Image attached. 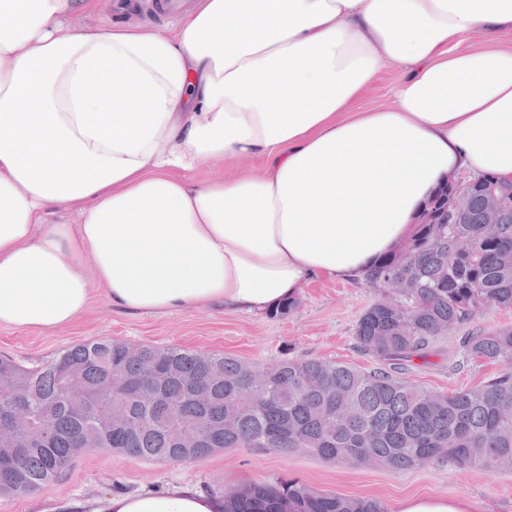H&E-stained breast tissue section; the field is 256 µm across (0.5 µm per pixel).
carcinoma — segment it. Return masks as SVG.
Instances as JSON below:
<instances>
[{"label": "carcinoma", "instance_id": "carcinoma-1", "mask_svg": "<svg viewBox=\"0 0 512 512\" xmlns=\"http://www.w3.org/2000/svg\"><path fill=\"white\" fill-rule=\"evenodd\" d=\"M482 183L464 188L448 224H417L365 280L384 294L359 317L355 341L381 366L362 371L282 359L256 372L219 354L102 339L27 368L0 358V493L43 490L83 448L148 461H190L223 448L303 450L328 462L381 458L394 471L428 464L494 468L512 457V327L465 336L472 360L503 364L482 385L441 393L405 376L413 358L490 307H512V206L486 224ZM204 386L209 402L194 390ZM123 419L114 422L112 411ZM224 512H386L296 480L224 494Z\"/></svg>", "mask_w": 512, "mask_h": 512}]
</instances>
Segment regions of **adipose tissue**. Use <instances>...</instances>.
<instances>
[{
  "mask_svg": "<svg viewBox=\"0 0 512 512\" xmlns=\"http://www.w3.org/2000/svg\"><path fill=\"white\" fill-rule=\"evenodd\" d=\"M99 6L0 0V325L55 332L96 286L137 313L264 312L364 275L448 175L512 182V0H189L166 31L73 24ZM387 63L396 107H358ZM241 157L263 165L188 176ZM61 209L77 222L46 223ZM86 510L224 502L174 487Z\"/></svg>",
  "mask_w": 512,
  "mask_h": 512,
  "instance_id": "adipose-tissue-1",
  "label": "adipose tissue"
}]
</instances>
